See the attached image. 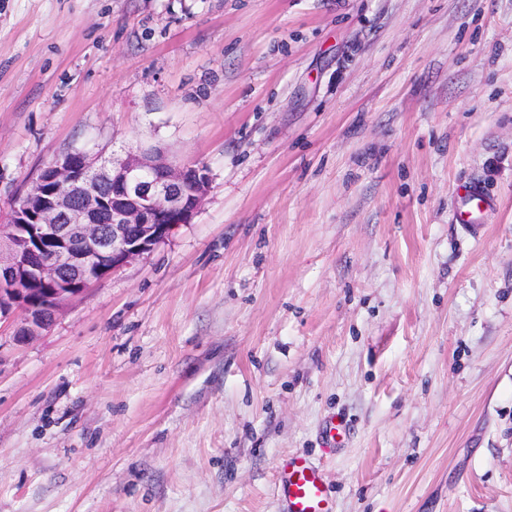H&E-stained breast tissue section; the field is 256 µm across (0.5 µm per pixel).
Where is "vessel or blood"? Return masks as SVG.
Listing matches in <instances>:
<instances>
[{"mask_svg": "<svg viewBox=\"0 0 512 512\" xmlns=\"http://www.w3.org/2000/svg\"><path fill=\"white\" fill-rule=\"evenodd\" d=\"M457 193L460 197L458 221L482 223L483 207L489 202L483 186L475 182L463 183ZM277 480L286 512H332L324 476L305 458L296 455L284 458L277 468Z\"/></svg>", "mask_w": 512, "mask_h": 512, "instance_id": "obj_1", "label": "vessel or blood"}]
</instances>
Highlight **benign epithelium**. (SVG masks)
I'll return each mask as SVG.
<instances>
[{"label": "benign epithelium", "mask_w": 512, "mask_h": 512, "mask_svg": "<svg viewBox=\"0 0 512 512\" xmlns=\"http://www.w3.org/2000/svg\"><path fill=\"white\" fill-rule=\"evenodd\" d=\"M209 188L204 163L158 150L66 153L0 225V321L19 313L18 339L40 335L91 285L192 223Z\"/></svg>", "instance_id": "obj_1"}]
</instances>
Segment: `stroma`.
<instances>
[{"mask_svg":"<svg viewBox=\"0 0 512 512\" xmlns=\"http://www.w3.org/2000/svg\"><path fill=\"white\" fill-rule=\"evenodd\" d=\"M148 148L208 195L0 323V512H281L288 455L335 512H512V0H0V225ZM460 211L457 219L461 224H481L484 218L483 205L490 206L484 187L479 183H462L458 186Z\"/></svg>","mask_w":512,"mask_h":512,"instance_id":"stroma-1","label":"stroma"}]
</instances>
